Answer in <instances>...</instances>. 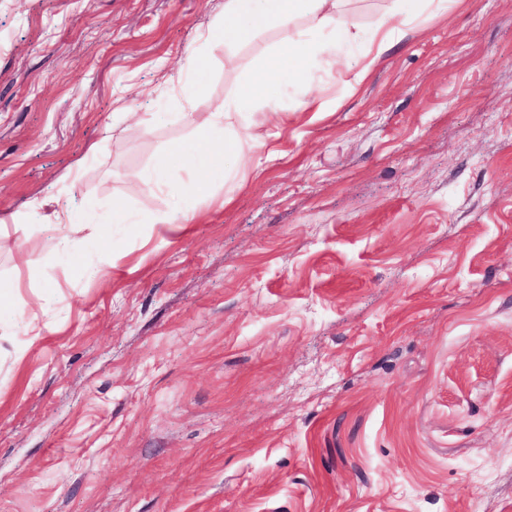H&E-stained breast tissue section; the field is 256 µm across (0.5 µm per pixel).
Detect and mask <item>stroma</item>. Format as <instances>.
<instances>
[{
    "label": "stroma",
    "instance_id": "1",
    "mask_svg": "<svg viewBox=\"0 0 512 512\" xmlns=\"http://www.w3.org/2000/svg\"><path fill=\"white\" fill-rule=\"evenodd\" d=\"M223 4L0 0V512H512V0L381 52L344 0L367 72L245 100L277 155L203 199L172 148L308 25L213 49Z\"/></svg>",
    "mask_w": 512,
    "mask_h": 512
}]
</instances>
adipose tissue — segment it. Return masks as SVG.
I'll return each instance as SVG.
<instances>
[{
  "label": "adipose tissue",
  "instance_id": "adipose-tissue-1",
  "mask_svg": "<svg viewBox=\"0 0 512 512\" xmlns=\"http://www.w3.org/2000/svg\"><path fill=\"white\" fill-rule=\"evenodd\" d=\"M301 17L309 19L310 30L332 31L347 25L341 0H224V12L209 27L205 41L216 48L245 43L271 21L292 24ZM308 32L296 31L286 49L261 65L255 82L245 88L243 94L225 97L223 106L210 116L205 150L181 152V164L192 173L197 190L207 188L205 172L216 169L229 158L239 163L249 162L255 151L264 145L254 123L237 126L232 122L240 112L242 96H261L273 109L278 105L277 95L283 83H301L305 55H312L324 70L335 67L338 57L334 44L310 41Z\"/></svg>",
  "mask_w": 512,
  "mask_h": 512
}]
</instances>
